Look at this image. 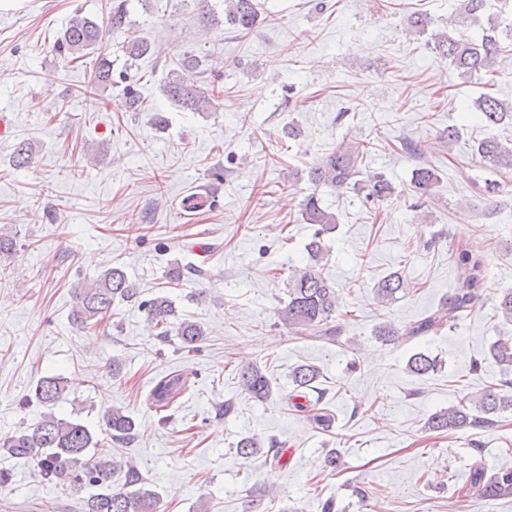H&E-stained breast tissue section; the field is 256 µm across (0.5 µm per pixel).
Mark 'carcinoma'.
I'll return each mask as SVG.
<instances>
[{
	"mask_svg": "<svg viewBox=\"0 0 512 512\" xmlns=\"http://www.w3.org/2000/svg\"><path fill=\"white\" fill-rule=\"evenodd\" d=\"M227 23L242 30L252 29L259 19L256 0H225ZM461 18L474 22L485 20L481 39H469L459 33L435 34V49L450 62L460 75L465 76L480 69H488L506 41L512 43V0H462ZM112 32L127 33L125 50L128 57L140 58L151 50L150 42L130 31L127 0H110L105 21L98 23L86 17L74 16L63 33L53 42L54 51L63 59L80 61L96 50L92 84L107 88L116 84L112 76V60L103 48L105 35ZM163 91L176 106L203 112L211 107L212 98L194 85L183 74H177L164 84ZM482 119L488 124H498L505 118L512 119V107H504L496 98L487 94L478 100ZM478 154L493 168L512 170V146L494 140H482L477 145ZM366 148L362 143L341 142L335 150L320 158L311 167L309 175L316 184H330L339 190L352 189L368 202H380L392 195L394 188L383 176L361 178ZM34 158L31 143L19 140L14 147L13 165L22 168ZM436 174L428 168H419L413 179L414 193L422 198L430 193ZM302 212L306 221L319 228L308 243L307 251L312 264L294 272L288 282V301L277 310L279 321L289 330L314 336L327 343L337 341L338 327L332 325V316L340 307L339 294L322 273L319 263L323 258L322 236L334 229L336 217L323 209L312 195L303 200ZM454 258L467 271L465 280L455 288L448 300L427 312L412 326L400 332L392 327L378 329V336L386 342H409L436 333L451 326L472 311L482 298L485 288L487 259L479 246L456 249ZM408 288V282L398 272L389 274L375 285L377 298L385 303L397 299ZM139 288L120 266L107 269L97 280L78 288L72 316L75 324L85 330L97 326L112 316L115 303L134 302L146 315L151 328L158 330L162 339L177 336L183 347L198 348L205 332L200 323L190 318H178L173 301L164 295L139 300ZM493 359L512 366V337L498 340L492 348ZM440 361L422 352L413 354L407 362L408 370L420 377L438 370ZM319 370L309 364L295 366L290 376L295 388L316 393L314 406L319 411L312 420L321 429L331 427L330 415L320 408L326 391L315 386ZM239 387L256 399L271 396L270 379L258 366H247L238 373ZM187 378L178 372L161 377L151 388L149 400L159 410L171 407L186 391ZM65 393L63 377L47 375L38 379L34 387L36 402L47 408L42 419L31 428L0 438V454L15 458L37 460L41 476L62 485L97 488L85 500L84 512H158L159 499L155 492L140 487L143 478L133 466L123 461L96 459L88 455L96 445V434L82 421L59 417L53 411ZM512 409V396H504L492 389L479 396L464 399L431 416L429 429L448 431L460 428H484L493 424L492 415ZM104 432L114 442L126 443L133 438L135 423L120 408L107 411L102 418ZM125 470L122 488H112V475ZM468 490L488 498L512 495V464L504 463L487 472L483 461L474 463L469 475Z\"/></svg>",
	"mask_w": 512,
	"mask_h": 512,
	"instance_id": "1",
	"label": "carcinoma"
}]
</instances>
